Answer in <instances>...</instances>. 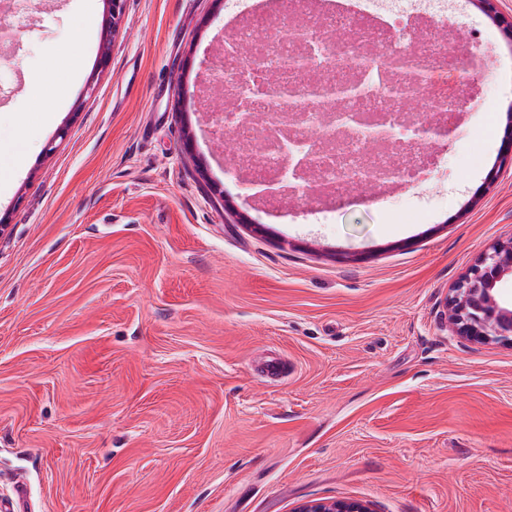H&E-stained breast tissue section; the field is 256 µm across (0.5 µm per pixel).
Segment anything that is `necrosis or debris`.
I'll return each instance as SVG.
<instances>
[{
    "mask_svg": "<svg viewBox=\"0 0 512 512\" xmlns=\"http://www.w3.org/2000/svg\"><path fill=\"white\" fill-rule=\"evenodd\" d=\"M240 2L245 19L233 25L221 69L206 86L220 98L207 109L211 124L234 135L225 169L254 187L279 184L321 209L350 188L418 181L434 157L414 128L447 124L463 110L457 93L439 91L436 75L476 74L480 60L467 44L439 39L447 14L433 16L430 38L403 0L384 17L375 14L376 0H290L288 18L273 29L260 0ZM335 31L346 51L333 49ZM331 86L350 92L335 104L318 97ZM336 110L362 121L330 123L326 115ZM381 125L396 131L392 146L376 139Z\"/></svg>",
    "mask_w": 512,
    "mask_h": 512,
    "instance_id": "4bbe7bcc",
    "label": "necrosis or debris"
}]
</instances>
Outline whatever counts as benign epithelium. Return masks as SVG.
<instances>
[{"instance_id": "7a95c632", "label": "benign epithelium", "mask_w": 512, "mask_h": 512, "mask_svg": "<svg viewBox=\"0 0 512 512\" xmlns=\"http://www.w3.org/2000/svg\"><path fill=\"white\" fill-rule=\"evenodd\" d=\"M107 4L106 35L100 45V57H109L111 41L120 32L122 0H104ZM497 27L511 36L512 18L499 11L497 0H471ZM512 278V238L494 244L452 288L447 304L448 323L459 336L472 341L512 343V302L500 298L499 285ZM296 512H371L365 504L345 500H310Z\"/></svg>"}]
</instances>
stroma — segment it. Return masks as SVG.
<instances>
[{
    "instance_id": "stroma-1",
    "label": "stroma",
    "mask_w": 512,
    "mask_h": 512,
    "mask_svg": "<svg viewBox=\"0 0 512 512\" xmlns=\"http://www.w3.org/2000/svg\"><path fill=\"white\" fill-rule=\"evenodd\" d=\"M447 3L446 39L493 38L459 132L324 212L246 189L205 129L235 0H123L104 66L103 0L34 12L0 60V503L18 472L23 512H512V344L446 308L512 238V46ZM296 512H371L365 504L345 500H310L301 504Z\"/></svg>"
}]
</instances>
